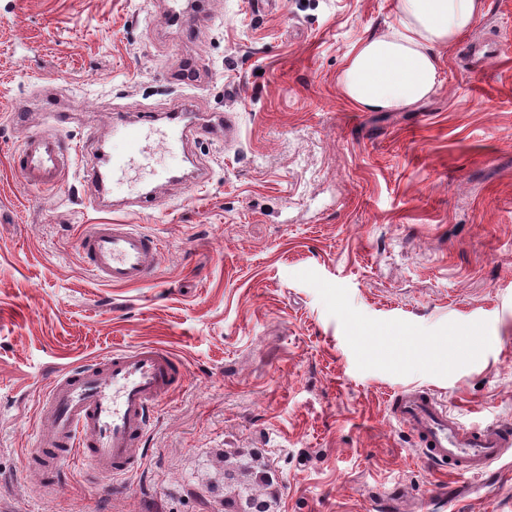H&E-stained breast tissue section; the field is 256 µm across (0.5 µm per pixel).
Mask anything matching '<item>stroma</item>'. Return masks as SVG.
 Wrapping results in <instances>:
<instances>
[{
    "instance_id": "1",
    "label": "stroma",
    "mask_w": 512,
    "mask_h": 512,
    "mask_svg": "<svg viewBox=\"0 0 512 512\" xmlns=\"http://www.w3.org/2000/svg\"><path fill=\"white\" fill-rule=\"evenodd\" d=\"M196 37L165 0H0V512H224V455L256 451L277 512H512V467L427 466L388 400L423 388L467 424L512 425V0H485L437 48L434 94L360 112L338 76L393 0H207ZM497 37L473 72L465 45ZM234 116L200 134L144 207L87 180L10 170L25 132L68 114L83 166L120 153L116 117L151 124L180 100ZM97 138H88L89 128ZM87 224L156 237V274L115 287L87 271ZM171 352L137 467L101 482L27 467L55 374L129 345Z\"/></svg>"
}]
</instances>
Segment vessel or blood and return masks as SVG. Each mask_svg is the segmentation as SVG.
I'll use <instances>...</instances> for the list:
<instances>
[{
  "label": "vessel or blood",
  "instance_id": "obj_1",
  "mask_svg": "<svg viewBox=\"0 0 512 512\" xmlns=\"http://www.w3.org/2000/svg\"><path fill=\"white\" fill-rule=\"evenodd\" d=\"M197 130L186 105L173 106L162 142L177 150ZM113 133L125 143V151L110 155L106 168L88 170L89 178L107 182L112 189L121 187L135 168L151 179H165V171L153 165L144 127L124 124ZM77 157L60 130H36L23 136L10 161L21 181L54 188ZM79 247L90 274L115 286L145 283L158 261V241L128 224L85 225ZM184 376L177 359L148 344L66 369L54 376L39 407L29 462L48 480L75 460L105 480L124 478L139 459L155 406ZM388 408L390 417L413 433L423 460L433 468L481 477L512 450V428L499 423L465 425L427 390L398 393Z\"/></svg>",
  "mask_w": 512,
  "mask_h": 512
}]
</instances>
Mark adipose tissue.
Returning a JSON list of instances; mask_svg holds the SVG:
<instances>
[{"instance_id":"ef3b65f1","label":"adipose tissue","mask_w":512,"mask_h":512,"mask_svg":"<svg viewBox=\"0 0 512 512\" xmlns=\"http://www.w3.org/2000/svg\"><path fill=\"white\" fill-rule=\"evenodd\" d=\"M484 0H395V25L354 45L339 76L343 96L367 112H394L428 98L438 80L436 48L466 33Z\"/></svg>"}]
</instances>
